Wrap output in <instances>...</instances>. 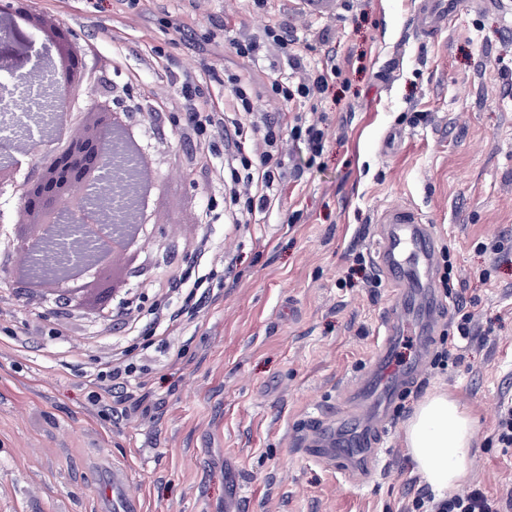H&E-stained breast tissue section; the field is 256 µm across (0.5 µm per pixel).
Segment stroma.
I'll return each instance as SVG.
<instances>
[{
  "label": "stroma",
  "mask_w": 512,
  "mask_h": 512,
  "mask_svg": "<svg viewBox=\"0 0 512 512\" xmlns=\"http://www.w3.org/2000/svg\"><path fill=\"white\" fill-rule=\"evenodd\" d=\"M420 0H29L77 36L89 69L124 90L133 125L156 157L160 189L149 243L128 288L140 332L20 293L0 263V512H113V469L142 512H403L424 484L403 443L415 405L447 390L476 420L467 484L512 489L492 438L512 399V0L461 4L433 37L417 35ZM287 21L315 68L337 66L322 101L325 147L284 137L288 169L256 222L225 224L224 197L182 135L186 77L220 112L227 76L248 81L254 108L287 125L273 56L237 57L229 37ZM121 65H113V51ZM413 209L453 263L454 298L473 303L459 363L426 370L399 402L372 480L351 485L307 458L302 431L371 367L395 285L373 247L384 211ZM208 218L231 265L199 317L174 332L152 321L156 283L192 264L188 243ZM39 330L13 339L31 313ZM83 347L70 351L71 339ZM152 342L130 419L91 406L89 374L112 348Z\"/></svg>",
  "instance_id": "stroma-1"
}]
</instances>
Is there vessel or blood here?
I'll use <instances>...</instances> for the list:
<instances>
[{
	"label": "vessel or blood",
	"mask_w": 512,
	"mask_h": 512,
	"mask_svg": "<svg viewBox=\"0 0 512 512\" xmlns=\"http://www.w3.org/2000/svg\"><path fill=\"white\" fill-rule=\"evenodd\" d=\"M457 5V0H424L417 12L420 30L428 33L440 27ZM382 222L376 243L380 268L396 285L397 298L384 318L370 371L335 408L309 416L302 441L309 458L356 484L380 465L378 436L400 388L422 374L432 339L448 313L437 285V248L429 226L405 207L388 209ZM407 331L417 338L416 356L397 368L395 348Z\"/></svg>",
	"instance_id": "b4317fda"
}]
</instances>
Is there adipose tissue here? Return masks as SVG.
<instances>
[{
    "label": "adipose tissue",
    "instance_id": "ef3b65f1",
    "mask_svg": "<svg viewBox=\"0 0 512 512\" xmlns=\"http://www.w3.org/2000/svg\"><path fill=\"white\" fill-rule=\"evenodd\" d=\"M476 421L448 392L433 393L414 409L404 429L407 451L421 480L447 491L468 474Z\"/></svg>",
    "mask_w": 512,
    "mask_h": 512
}]
</instances>
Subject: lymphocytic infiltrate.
Returning a JSON list of instances; mask_svg holds the SVG:
<instances>
[{"mask_svg": "<svg viewBox=\"0 0 512 512\" xmlns=\"http://www.w3.org/2000/svg\"><path fill=\"white\" fill-rule=\"evenodd\" d=\"M237 56L250 60L260 56L264 48L274 47L278 57L296 73L295 81L283 84L272 83L271 92L283 101L302 100L304 111L295 113L290 135L303 141L311 153H322L324 132L316 114L319 104L329 88L333 77L331 71L319 74L308 73L304 57L296 51V40L287 22H276L265 27L261 36L233 38ZM231 108L248 116L254 137L250 144L239 139V121L225 122L223 113L210 111L207 102L192 94V83H185L180 99L188 112L186 137L191 139L200 155L211 154L215 142H223L225 148L234 150L236 168L231 171L230 183L223 190L229 195L233 207L225 215L229 224H250L256 219V210L266 207L270 192L278 177L285 174V163L280 150L281 132L269 113L255 111L250 89L240 78L231 80ZM193 251L203 258L205 264L197 272H189L180 266L170 267L165 278L158 281V288L184 294L181 306L168 301L155 302L151 313L155 324L165 328H180L198 318L210 288L215 283H225L231 267L224 259L223 251L213 247L207 232L196 236ZM475 315L466 302L454 304L450 321L451 335L441 337L434 350L433 364L447 369L449 363L458 362L461 341L470 338ZM145 371L138 356L122 350L106 357L98 373L90 378L92 388L90 402L93 406L111 414L126 415L138 412L139 399L136 389L141 388V376ZM404 512H512V491L494 495L477 486L442 497L422 492L413 497Z\"/></svg>", "mask_w": 512, "mask_h": 512, "instance_id": "obj_1", "label": "lymphocytic infiltrate"}]
</instances>
